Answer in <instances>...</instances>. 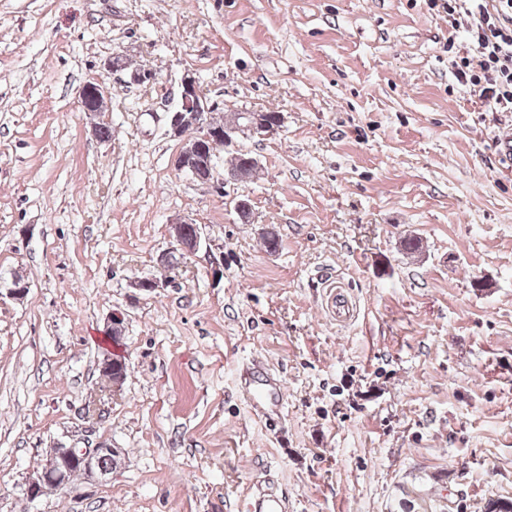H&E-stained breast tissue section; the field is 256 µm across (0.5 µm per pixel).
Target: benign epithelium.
I'll use <instances>...</instances> for the list:
<instances>
[{"label":"benign epithelium","mask_w":512,"mask_h":512,"mask_svg":"<svg viewBox=\"0 0 512 512\" xmlns=\"http://www.w3.org/2000/svg\"><path fill=\"white\" fill-rule=\"evenodd\" d=\"M108 94L101 83H86L80 91L82 111L91 116H102ZM212 109L213 105L200 90L195 76L187 73L181 79L179 106L167 116V134L181 140L176 168L182 172L192 171L197 179L206 182L215 179L212 172L204 175L195 172L205 143L217 148L234 146L240 137L264 139L279 128V125H271L264 120L261 112H232L225 117L224 127L214 128L205 117ZM112 456H123V449L104 444L95 448H59L45 460L36 476L29 479L26 493L30 499L36 500L49 489L67 486L69 469L77 464L82 467L84 478L104 480L112 474V467L101 465L100 460Z\"/></svg>","instance_id":"obj_1"}]
</instances>
